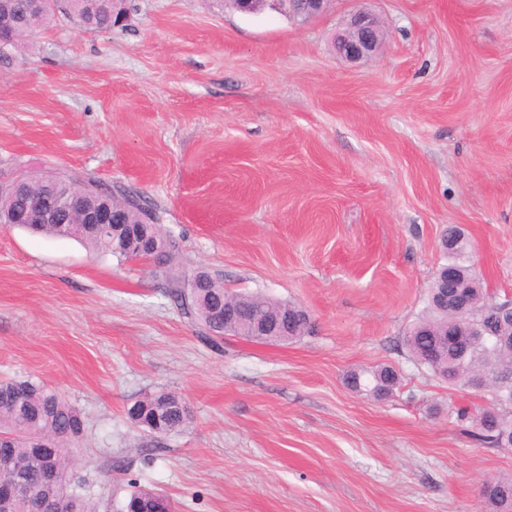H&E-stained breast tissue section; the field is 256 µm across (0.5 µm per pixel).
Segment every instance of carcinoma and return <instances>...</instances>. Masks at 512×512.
I'll return each instance as SVG.
<instances>
[{
    "mask_svg": "<svg viewBox=\"0 0 512 512\" xmlns=\"http://www.w3.org/2000/svg\"><path fill=\"white\" fill-rule=\"evenodd\" d=\"M25 0H10L7 8L0 10V32L9 36L0 42V59L9 58L19 52L29 39V30L22 20L25 18ZM131 8L130 0H100L92 7L73 12L80 25L90 31L110 29L112 18ZM65 11L58 0H45L39 26H46L57 13ZM60 180L58 176L26 175L8 184L0 185V210L7 214L13 209L30 213L28 227L41 234L56 238L75 239L82 242L96 255H114L112 239L101 237L86 225H78L81 214L102 203L124 207L125 223L143 225L147 222L162 229L163 216L160 212L142 206L134 197L122 193L118 196L92 187L89 194L74 201L65 196V210L61 222L38 224L37 204L40 195ZM476 289L468 291L460 286L448 289V300L440 298L441 290L432 283L428 292L427 314L415 323L404 337V343L412 358L454 386H464L474 378L486 381L491 391V406L475 412L468 409L458 411L462 421L470 423L468 434L475 441L490 448H512V345L499 342L497 333L512 335V328L497 320L485 323L491 332L489 340L475 344L459 358V347L465 345L467 337H448V361L442 362L431 357L428 349L436 339V333L444 325H453L462 316L455 296L462 295L469 309H491L492 302H502L501 297H492L483 287L479 275ZM167 296L174 306L191 322L205 327L209 321V309L224 302V283L211 278L203 288H181L175 279H168ZM348 385L355 391L375 398H386L400 386L401 378L391 366L374 370H360L350 373ZM167 393L156 392L134 403L139 413L129 414L130 419L148 432H153L154 410L163 406ZM188 416L180 410L166 407L162 420L164 432L176 431L185 426ZM82 421L81 413L66 399L48 389L44 384L27 380L0 381V435L10 455H0V483L8 484L20 470L28 472L31 486L62 502L61 512H96L91 486L74 474L71 463L65 459L59 463V480L53 485L41 483V464L33 455L35 444L28 439L21 425L27 424L44 430L59 439H70L69 430ZM490 512H512V479H499L483 494Z\"/></svg>",
    "mask_w": 512,
    "mask_h": 512,
    "instance_id": "obj_1",
    "label": "carcinoma"
}]
</instances>
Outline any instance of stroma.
Returning a JSON list of instances; mask_svg holds the SVG:
<instances>
[{
  "label": "stroma",
  "mask_w": 512,
  "mask_h": 512,
  "mask_svg": "<svg viewBox=\"0 0 512 512\" xmlns=\"http://www.w3.org/2000/svg\"><path fill=\"white\" fill-rule=\"evenodd\" d=\"M126 27L58 16L0 60V183L21 169L124 190L161 211L181 270L306 309L312 333L219 345L149 259L0 225V381L80 411L69 453L98 512L130 491L172 512H488L512 451L465 434L460 388L405 344L461 229L477 273L512 294V0H330L303 22L211 0H132ZM378 18L380 49L334 38ZM402 376L385 400L354 370ZM189 407L156 436L128 409ZM380 25L370 13L356 11L350 15L345 30L336 36V51L349 60L370 56L380 45ZM167 392L161 391L145 396L143 399L135 402L133 406L138 407V415H134L131 408L128 411L130 419L138 426L143 427L149 433H153V413L159 409L165 402Z\"/></svg>",
  "instance_id": "stroma-1"
}]
</instances>
